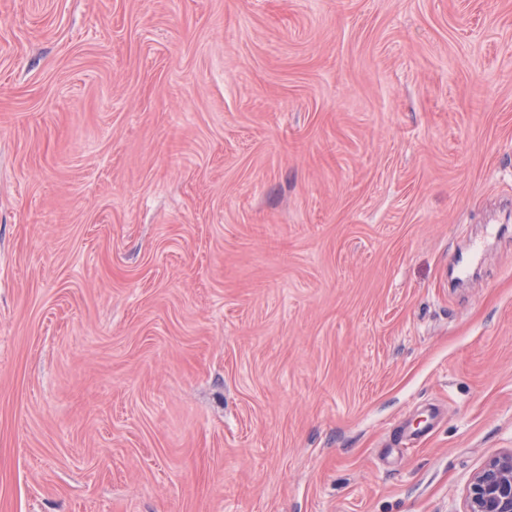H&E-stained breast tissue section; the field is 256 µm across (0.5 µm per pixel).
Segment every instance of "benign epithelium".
<instances>
[{"instance_id":"1","label":"benign epithelium","mask_w":512,"mask_h":512,"mask_svg":"<svg viewBox=\"0 0 512 512\" xmlns=\"http://www.w3.org/2000/svg\"><path fill=\"white\" fill-rule=\"evenodd\" d=\"M465 512H512V451L489 459L473 476Z\"/></svg>"}]
</instances>
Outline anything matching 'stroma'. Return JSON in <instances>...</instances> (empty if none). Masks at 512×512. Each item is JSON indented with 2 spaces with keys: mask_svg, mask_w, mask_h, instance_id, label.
Returning <instances> with one entry per match:
<instances>
[{
  "mask_svg": "<svg viewBox=\"0 0 512 512\" xmlns=\"http://www.w3.org/2000/svg\"><path fill=\"white\" fill-rule=\"evenodd\" d=\"M510 449L512 0H0V512H463Z\"/></svg>",
  "mask_w": 512,
  "mask_h": 512,
  "instance_id": "35a3bbf8",
  "label": "stroma"
}]
</instances>
